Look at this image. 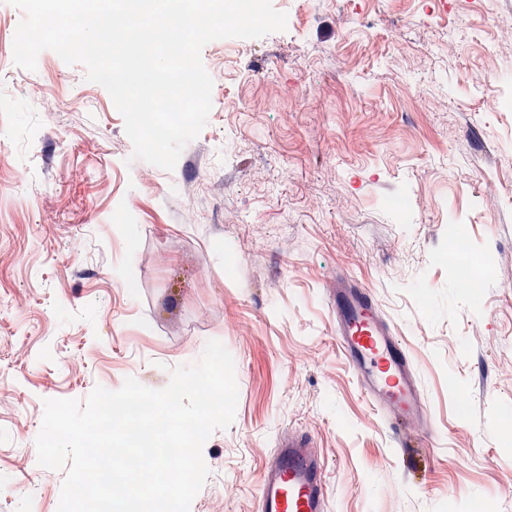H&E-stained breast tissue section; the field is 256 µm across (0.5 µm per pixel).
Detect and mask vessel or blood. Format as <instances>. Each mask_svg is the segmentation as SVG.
<instances>
[{
	"mask_svg": "<svg viewBox=\"0 0 512 512\" xmlns=\"http://www.w3.org/2000/svg\"><path fill=\"white\" fill-rule=\"evenodd\" d=\"M336 341L371 406L408 447L427 426L423 393L408 354L367 287L340 278L330 292ZM325 464L310 433L282 435L260 477L258 512H328Z\"/></svg>",
	"mask_w": 512,
	"mask_h": 512,
	"instance_id": "obj_1",
	"label": "vessel or blood"
}]
</instances>
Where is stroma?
I'll return each mask as SVG.
<instances>
[{
    "mask_svg": "<svg viewBox=\"0 0 512 512\" xmlns=\"http://www.w3.org/2000/svg\"><path fill=\"white\" fill-rule=\"evenodd\" d=\"M287 28L208 43L212 110L167 171L108 92L0 0V512H57L44 402L164 388L207 341L235 418L190 512H256L277 437L311 432L328 512H512V0H272ZM486 269L449 265L456 236ZM409 351L431 443L398 447L339 350L337 275Z\"/></svg>",
    "mask_w": 512,
    "mask_h": 512,
    "instance_id": "1",
    "label": "stroma"
}]
</instances>
